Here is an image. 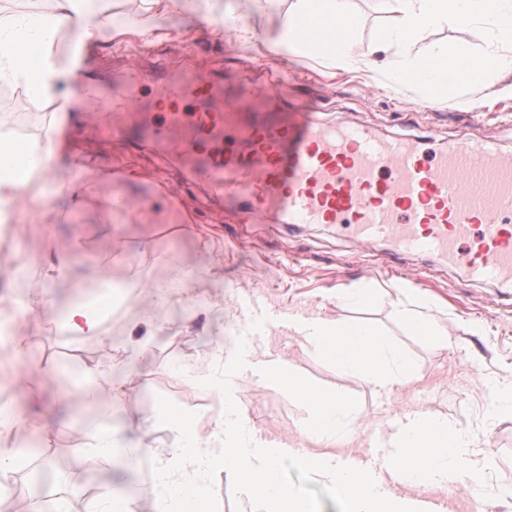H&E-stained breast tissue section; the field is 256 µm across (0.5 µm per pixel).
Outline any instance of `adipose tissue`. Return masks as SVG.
<instances>
[{
    "instance_id": "obj_1",
    "label": "adipose tissue",
    "mask_w": 512,
    "mask_h": 512,
    "mask_svg": "<svg viewBox=\"0 0 512 512\" xmlns=\"http://www.w3.org/2000/svg\"><path fill=\"white\" fill-rule=\"evenodd\" d=\"M79 2L53 0L50 14L35 18L0 17V80L21 81L34 86L39 95H54L67 76L70 62L68 54L59 49V39L74 34L79 42L87 43L102 37L98 20ZM173 10L185 14L191 22L210 27L226 14L238 12L239 5L237 0H140L137 15L117 35L142 34L152 28L157 16ZM336 13L345 18V27L336 36L322 38L311 55L316 60L330 55L344 60L361 26L348 0H293L273 34L263 35L246 27L238 42L246 50L265 41L274 49L295 52L302 42L303 17L318 20ZM55 152L49 137L0 147L1 224L10 220V208L18 195H25L32 206H43L44 184L54 178L51 171L37 167L18 174L17 158L34 159ZM111 308L112 279L103 275L93 299L69 308L67 325L78 334L94 333ZM295 329L311 350L339 371L374 388L399 384L411 376L413 364L407 353L361 322L313 316L298 320ZM240 369L241 358L232 353L224 358L222 375L208 379L222 410L207 437L198 435L193 416L170 413L174 436L170 452L162 456L146 441L140 419L131 415L124 429L97 426L87 431L88 447L104 462H119L129 472L138 470L145 458H154L151 490L156 512H215L220 493L212 481L216 474L232 478L260 512H311L308 500L282 476L281 448L259 436L235 399L233 378ZM258 380L287 389L308 407L305 435L310 446L295 459L303 471L336 491L341 512H426L421 499L375 484L362 472L337 465L331 447L348 437L360 420L353 399L308 383L280 358L263 361ZM390 445L393 452L384 466L389 474H400L406 485L431 488L455 480L472 498L484 495L480 452L470 436L448 420L422 411L408 416L392 435Z\"/></svg>"
}]
</instances>
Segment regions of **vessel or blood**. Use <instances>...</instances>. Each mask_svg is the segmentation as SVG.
Here are the masks:
<instances>
[{"instance_id": "1", "label": "vessel or blood", "mask_w": 512, "mask_h": 512, "mask_svg": "<svg viewBox=\"0 0 512 512\" xmlns=\"http://www.w3.org/2000/svg\"><path fill=\"white\" fill-rule=\"evenodd\" d=\"M75 79L90 118L104 108L83 68ZM273 87L229 94L213 78L169 81L140 129L198 159L210 186L242 212L279 224H337L358 241L390 239L435 253L477 278L512 279V155L466 140L430 152L362 126L284 120ZM251 113L240 121V113Z\"/></svg>"}]
</instances>
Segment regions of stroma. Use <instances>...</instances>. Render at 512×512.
Returning <instances> with one entry per match:
<instances>
[{"mask_svg": "<svg viewBox=\"0 0 512 512\" xmlns=\"http://www.w3.org/2000/svg\"><path fill=\"white\" fill-rule=\"evenodd\" d=\"M138 7L139 0H105L97 13L105 38L87 52L102 97L135 81L144 98H152L171 72L221 73L266 84L284 70L288 81L277 87L281 99L319 121L363 125L383 138H416L435 151L466 136L512 153V69L499 74L495 88L436 99L408 87L391 90L384 67L364 65L377 25L388 18L383 0H351L362 28L349 64L275 53L262 43L243 50L235 30L197 28L174 14L157 19L145 55L136 50L139 37L112 36ZM15 90L0 81V130L42 135L52 129L55 113L65 111L72 122L57 141L61 168L70 169L72 150L91 158L90 166L71 169L72 180L82 186L78 203L54 197L45 209L16 211L0 227V298L13 301L28 298L35 288L32 279L16 274L30 255L46 260L68 249L74 237L83 239L70 278L50 294L54 312L29 311L15 319L14 338L23 355L13 346L0 348V408L38 415L53 428L54 491L71 512H96L111 482L130 489L137 512L156 509L150 467L129 473L87 451L85 430L72 420L77 407L102 425L136 415L158 452H167L172 434L161 407L172 403L171 391L183 396L176 410L191 411V399L204 392L203 377L211 372L208 356L242 347L255 361L282 358L306 381L352 396L369 426L381 432L391 431L396 413L425 411L448 419L481 448L489 492L477 502L445 484L419 490V497L443 504L447 512H512V414H486L488 380L512 381V283L472 278L435 255L399 252L383 238L360 244L329 224L270 231L264 216L241 218L214 193L196 174L193 155L167 154L141 136L136 114L107 117L108 126L121 130L115 136L88 122L73 80L46 101L20 99ZM196 267L208 270V277L179 280V272ZM98 270L139 289L96 333L71 335L58 318L77 299L96 293ZM150 284L163 289V306L153 307ZM359 289L374 291V299L360 306L341 301V293ZM402 306L433 315L447 332L446 342L412 336L397 314ZM292 314L359 320L376 328L409 353L412 377L375 390L341 373L289 331ZM37 365L63 368L74 380L61 386L30 376ZM89 368L115 372L120 396L85 405L77 378ZM234 395L264 437L302 443L308 414L287 390L259 383L246 371L237 376ZM44 450L40 438L29 437L7 512L39 495L36 475ZM281 470L317 512H338L328 484L288 458Z\"/></svg>", "mask_w": 512, "mask_h": 512, "instance_id": "obj_1", "label": "stroma"}]
</instances>
